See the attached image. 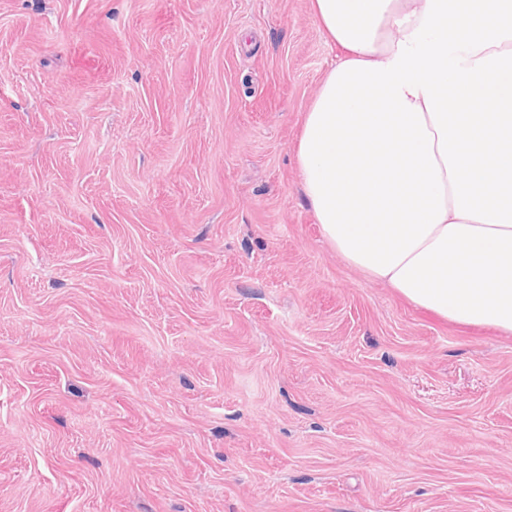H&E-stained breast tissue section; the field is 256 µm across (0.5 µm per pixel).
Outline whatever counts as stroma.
<instances>
[{
    "mask_svg": "<svg viewBox=\"0 0 512 512\" xmlns=\"http://www.w3.org/2000/svg\"><path fill=\"white\" fill-rule=\"evenodd\" d=\"M311 0H0V512H512V335L328 245Z\"/></svg>",
    "mask_w": 512,
    "mask_h": 512,
    "instance_id": "1",
    "label": "stroma"
}]
</instances>
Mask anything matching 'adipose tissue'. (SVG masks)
Returning a JSON list of instances; mask_svg holds the SVG:
<instances>
[{"instance_id": "obj_1", "label": "adipose tissue", "mask_w": 512, "mask_h": 512, "mask_svg": "<svg viewBox=\"0 0 512 512\" xmlns=\"http://www.w3.org/2000/svg\"><path fill=\"white\" fill-rule=\"evenodd\" d=\"M340 50L296 155L328 243L457 323L512 334V0H313Z\"/></svg>"}]
</instances>
